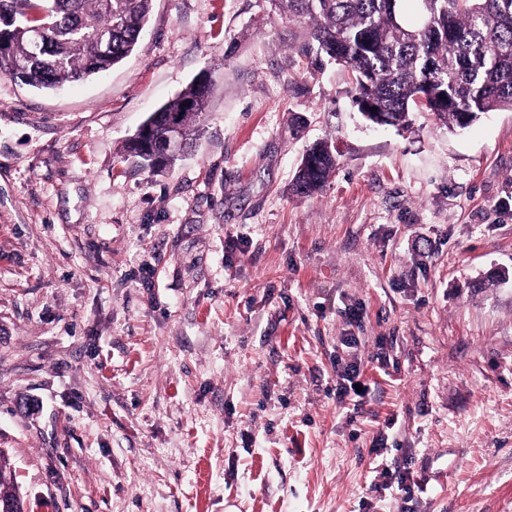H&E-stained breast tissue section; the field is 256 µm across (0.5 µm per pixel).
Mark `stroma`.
<instances>
[{
    "label": "stroma",
    "instance_id": "35a3bbf8",
    "mask_svg": "<svg viewBox=\"0 0 512 512\" xmlns=\"http://www.w3.org/2000/svg\"><path fill=\"white\" fill-rule=\"evenodd\" d=\"M307 40L271 0H154L107 74L0 76V450L26 512H512V111L371 126ZM204 70L192 150L128 158ZM318 141L336 168L297 196ZM349 364L367 392L340 399Z\"/></svg>",
    "mask_w": 512,
    "mask_h": 512
}]
</instances>
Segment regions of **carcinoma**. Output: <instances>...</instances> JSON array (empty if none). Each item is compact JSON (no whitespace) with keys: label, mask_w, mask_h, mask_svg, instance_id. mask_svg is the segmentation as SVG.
I'll use <instances>...</instances> for the list:
<instances>
[{"label":"carcinoma","mask_w":512,"mask_h":512,"mask_svg":"<svg viewBox=\"0 0 512 512\" xmlns=\"http://www.w3.org/2000/svg\"><path fill=\"white\" fill-rule=\"evenodd\" d=\"M153 0H0V75L56 90L120 63L136 48ZM401 0H272L288 15L309 22L302 52L315 74L333 61L351 71L352 98L366 121L405 127L422 106L448 130L464 129L481 115L512 109V0H419L431 23H406ZM51 25L49 53L30 59L32 26ZM107 38L110 52L97 44ZM210 85L192 82L151 113L161 137L170 115L182 114L186 146L201 132ZM377 111H371V108ZM330 143L304 155L292 190L310 196L334 171ZM0 500L22 512L14 473L0 464Z\"/></svg>","instance_id":"carcinoma-1"}]
</instances>
